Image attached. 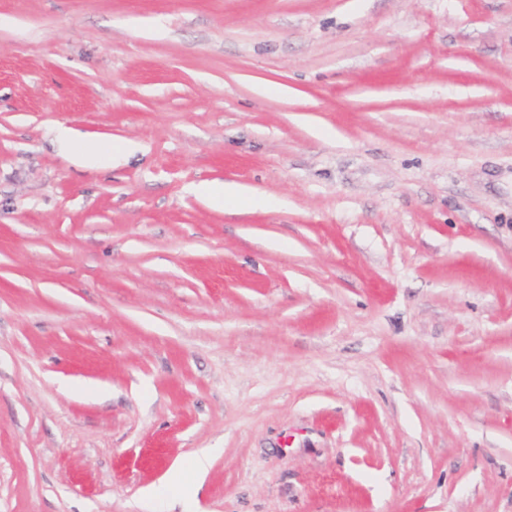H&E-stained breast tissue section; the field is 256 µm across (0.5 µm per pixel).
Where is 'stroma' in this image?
<instances>
[{
	"instance_id": "1",
	"label": "stroma",
	"mask_w": 512,
	"mask_h": 512,
	"mask_svg": "<svg viewBox=\"0 0 512 512\" xmlns=\"http://www.w3.org/2000/svg\"><path fill=\"white\" fill-rule=\"evenodd\" d=\"M0 16V512H512V0ZM57 134L59 139L71 148L74 159L82 164L100 165L106 160H114V158L128 155L134 151V148L126 143L112 145L108 153L86 147L80 137L74 135L71 129L64 126L57 129ZM200 196L222 199L224 204H237L244 199L256 198V192L244 184L236 182H211L194 189Z\"/></svg>"
}]
</instances>
